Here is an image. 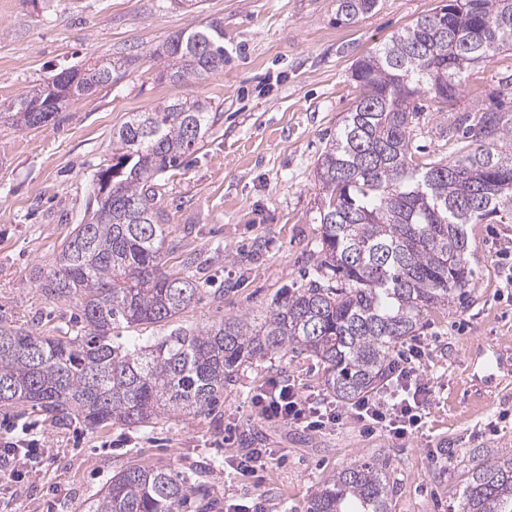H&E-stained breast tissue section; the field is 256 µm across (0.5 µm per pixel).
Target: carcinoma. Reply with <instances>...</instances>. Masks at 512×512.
<instances>
[{
  "instance_id": "cac0c4a2",
  "label": "carcinoma",
  "mask_w": 512,
  "mask_h": 512,
  "mask_svg": "<svg viewBox=\"0 0 512 512\" xmlns=\"http://www.w3.org/2000/svg\"><path fill=\"white\" fill-rule=\"evenodd\" d=\"M380 0H336V23L356 24ZM512 51V0H439L353 64L358 91L336 136L318 158L319 242L308 282L258 317L243 313L201 328H180L143 344L117 343L124 325L169 323L200 292L185 271L166 269L167 215L159 177L178 172L217 121L211 103L172 98L136 112L112 131V160L97 171L112 197L96 200L92 221L61 244L36 287L75 305L74 336H44L0 322V408L28 406L53 425L143 427L160 417L208 413L242 368L272 356L320 360L324 385L341 403L386 387L395 351L438 313L471 294L470 225L512 223V106L457 114L447 158L414 145L429 99L456 100L479 63ZM154 55L172 83L224 68V25L170 36ZM125 62L67 68L11 102L0 122L53 121L55 100L80 99L125 76ZM459 512H512V454L475 449L458 473ZM389 462L355 461L323 478L307 512H392ZM205 484L145 466L125 468L87 512H181Z\"/></svg>"
}]
</instances>
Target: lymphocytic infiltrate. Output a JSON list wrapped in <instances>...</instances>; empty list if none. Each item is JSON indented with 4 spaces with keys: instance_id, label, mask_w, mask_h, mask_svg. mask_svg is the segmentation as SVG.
<instances>
[{
    "instance_id": "f902f5d3",
    "label": "lymphocytic infiltrate",
    "mask_w": 512,
    "mask_h": 512,
    "mask_svg": "<svg viewBox=\"0 0 512 512\" xmlns=\"http://www.w3.org/2000/svg\"><path fill=\"white\" fill-rule=\"evenodd\" d=\"M427 353L423 345L411 346L395 364L391 387L379 397H365L343 409L323 398L302 395L294 385L270 381L263 393L252 399L268 421L320 430L330 425L355 422L371 430H383L397 439L417 432L421 413L429 404L433 386L423 378Z\"/></svg>"
}]
</instances>
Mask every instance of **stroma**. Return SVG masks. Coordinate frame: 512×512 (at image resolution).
I'll use <instances>...</instances> for the list:
<instances>
[{"label":"stroma","mask_w":512,"mask_h":512,"mask_svg":"<svg viewBox=\"0 0 512 512\" xmlns=\"http://www.w3.org/2000/svg\"><path fill=\"white\" fill-rule=\"evenodd\" d=\"M437 0H380L352 27L336 23V0H0V111L63 69L89 58L130 57L126 76L69 102L47 124H0V320L67 330L72 306L31 284L60 245L91 216L95 174L112 157V131L136 112L172 98L202 97L221 120L189 165L162 177L168 216L166 267L196 258L202 288L178 317L196 328L263 313L303 286L315 261L320 205L317 160L353 106L352 64ZM224 25V67L205 79L171 83L152 50L174 33ZM512 56L476 70L453 106L427 108L417 145L448 155L457 111L512 96L500 82ZM475 270L469 300L449 308L421 340L431 353L435 396L418 434L398 440L346 424L319 431L271 423L252 407L270 379L302 394L323 392L317 359L288 354L244 368L209 414L104 430L53 426L24 406L0 408V435L31 428L41 446L26 475L0 472V512H86L124 468L150 466L205 479L213 506L261 502L263 512H306L317 482L357 460L388 459L397 484L392 512H457V463L474 448L512 452V374L485 382L488 341L512 350V289L498 254L512 247L511 224L471 227ZM271 449L265 467L243 476L230 462Z\"/></svg>","instance_id":"1"}]
</instances>
